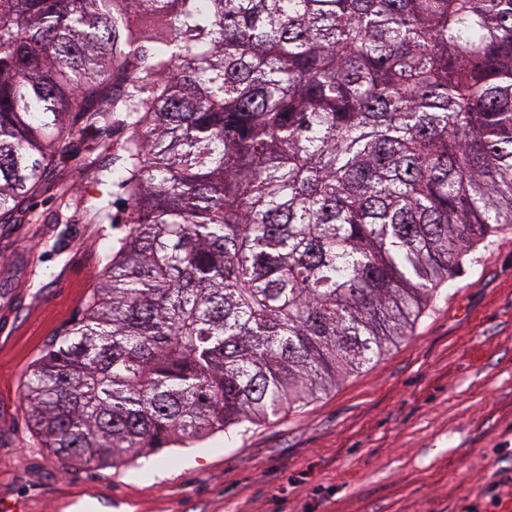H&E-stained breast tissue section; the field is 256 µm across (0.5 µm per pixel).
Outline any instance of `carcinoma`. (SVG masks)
<instances>
[{"mask_svg": "<svg viewBox=\"0 0 512 512\" xmlns=\"http://www.w3.org/2000/svg\"><path fill=\"white\" fill-rule=\"evenodd\" d=\"M117 112L126 235L23 380L87 467L335 388L512 226V0H0V226Z\"/></svg>", "mask_w": 512, "mask_h": 512, "instance_id": "carcinoma-1", "label": "carcinoma"}]
</instances>
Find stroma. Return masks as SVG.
Listing matches in <instances>:
<instances>
[{"label": "stroma", "mask_w": 512, "mask_h": 512, "mask_svg": "<svg viewBox=\"0 0 512 512\" xmlns=\"http://www.w3.org/2000/svg\"><path fill=\"white\" fill-rule=\"evenodd\" d=\"M127 135L74 140L0 232V512H512L510 227L467 252L405 340L277 419L94 469L43 448L22 382L124 232L110 171Z\"/></svg>", "instance_id": "obj_1"}]
</instances>
